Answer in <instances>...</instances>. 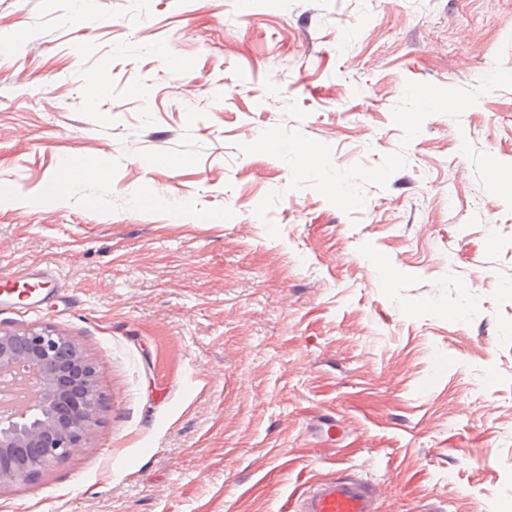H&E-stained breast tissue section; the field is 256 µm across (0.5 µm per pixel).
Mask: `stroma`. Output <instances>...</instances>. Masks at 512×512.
Listing matches in <instances>:
<instances>
[{
  "instance_id": "35a3bbf8",
  "label": "stroma",
  "mask_w": 512,
  "mask_h": 512,
  "mask_svg": "<svg viewBox=\"0 0 512 512\" xmlns=\"http://www.w3.org/2000/svg\"><path fill=\"white\" fill-rule=\"evenodd\" d=\"M1 187L105 410L0 512H512V0H0ZM297 502L298 512H378L373 487L355 478L330 479L312 485Z\"/></svg>"
}]
</instances>
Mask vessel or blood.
Here are the masks:
<instances>
[{
	"mask_svg": "<svg viewBox=\"0 0 512 512\" xmlns=\"http://www.w3.org/2000/svg\"><path fill=\"white\" fill-rule=\"evenodd\" d=\"M14 287L0 289V306L34 312L63 299L74 300L73 289L55 267L33 266L15 272ZM299 512H377L373 488L355 478L330 479L307 489L298 500Z\"/></svg>",
	"mask_w": 512,
	"mask_h": 512,
	"instance_id": "obj_1",
	"label": "vessel or blood"
}]
</instances>
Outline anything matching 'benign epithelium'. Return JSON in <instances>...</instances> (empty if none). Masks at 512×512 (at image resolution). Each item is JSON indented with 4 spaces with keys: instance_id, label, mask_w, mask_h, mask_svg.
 <instances>
[{
    "instance_id": "benign-epithelium-1",
    "label": "benign epithelium",
    "mask_w": 512,
    "mask_h": 512,
    "mask_svg": "<svg viewBox=\"0 0 512 512\" xmlns=\"http://www.w3.org/2000/svg\"><path fill=\"white\" fill-rule=\"evenodd\" d=\"M23 368L31 398L0 407V487L28 484L79 450L103 411L99 370L76 340L46 328L0 330V378Z\"/></svg>"
}]
</instances>
